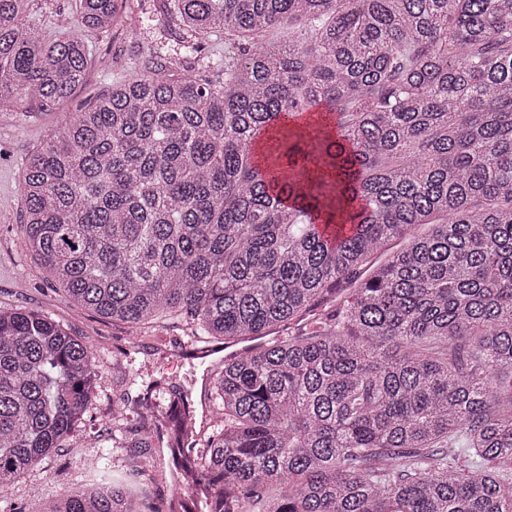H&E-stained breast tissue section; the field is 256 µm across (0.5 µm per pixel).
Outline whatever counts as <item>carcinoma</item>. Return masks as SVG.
Segmentation results:
<instances>
[{"mask_svg": "<svg viewBox=\"0 0 512 512\" xmlns=\"http://www.w3.org/2000/svg\"><path fill=\"white\" fill-rule=\"evenodd\" d=\"M25 11L0 0V108H58L88 46ZM79 18L147 39L129 0ZM157 25L174 53L147 43L25 160L27 248L102 318L242 348L196 395L117 349L99 447L172 469H95L45 512H154L166 477L171 512H512V0H169ZM99 377L86 341L0 306V512Z\"/></svg>", "mask_w": 512, "mask_h": 512, "instance_id": "cac0c4a2", "label": "carcinoma"}]
</instances>
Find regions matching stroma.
<instances>
[{
  "label": "stroma",
  "mask_w": 512,
  "mask_h": 512,
  "mask_svg": "<svg viewBox=\"0 0 512 512\" xmlns=\"http://www.w3.org/2000/svg\"><path fill=\"white\" fill-rule=\"evenodd\" d=\"M27 18L48 37L73 32L79 21L77 0H27ZM90 65L86 83L78 88L65 109L46 110L38 104L27 110L0 112V305L47 313L62 322L73 335L91 343L100 355L99 395L92 404L90 420L81 423L69 447L58 449L8 492L20 512H41L46 500L66 493L80 480L84 458L104 454L106 470L133 468L140 451L128 448L96 451V425H111L112 401L123 393L126 377L113 370L117 348L141 345L138 365L143 374L166 378L178 386L201 380L205 366L175 345L172 332L149 329L138 340L128 329L69 303L63 292L36 271L26 249L21 228L24 201L20 192L23 164L27 156L52 136L65 119L85 104L109 93L141 70L146 54L135 38L122 32H85Z\"/></svg>",
  "instance_id": "35a3bbf8"
}]
</instances>
